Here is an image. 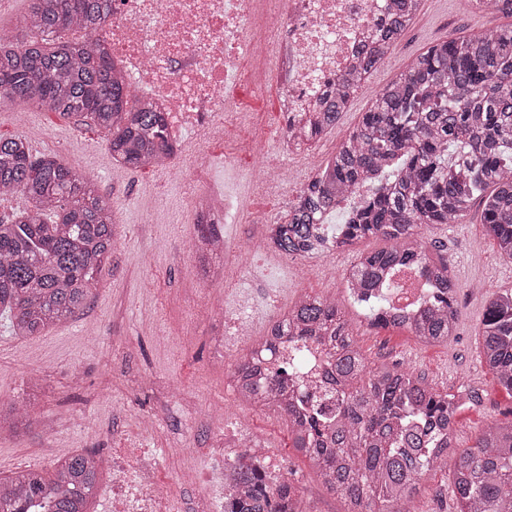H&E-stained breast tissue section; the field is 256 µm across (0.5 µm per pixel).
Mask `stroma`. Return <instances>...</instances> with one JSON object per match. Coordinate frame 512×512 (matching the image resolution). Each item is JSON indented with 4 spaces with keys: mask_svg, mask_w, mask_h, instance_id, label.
<instances>
[{
    "mask_svg": "<svg viewBox=\"0 0 512 512\" xmlns=\"http://www.w3.org/2000/svg\"><path fill=\"white\" fill-rule=\"evenodd\" d=\"M512 27V17L475 10L470 0H424L421 12L372 73L366 88L351 101L340 122L301 155L283 150L277 133L269 135V152L297 170L292 192L306 184L310 170L324 166L337 146L360 121L371 98L405 73L411 62L433 43L449 35H470ZM0 134L25 137L34 154H59L74 170L94 175L97 190L114 209L117 246L98 278L97 290L85 309L73 318L29 337L15 336L0 318V404L29 403V423L21 433L0 435V477L36 469L51 472L57 459L78 451L123 447L113 428L133 423L146 426L143 442L159 449L160 472L173 480L185 470H208L211 412L231 408L228 428L242 427L276 448L280 461L306 512H343L340 498L329 492L309 461L292 447L284 416L258 410L225 387L228 370L213 360L210 339L224 321V309L241 300L250 328L264 334L266 315L293 305L303 295L336 299L352 323L357 344L377 365H395L422 376L437 391L465 389L472 398L455 417L457 449L472 445L482 429L512 422V392L499 386L480 360V322L488 292L512 288V259L501 256L481 224V208L473 206L464 223L423 226L426 248L442 246L455 284V333L448 342L428 345L409 331L372 328L353 311L337 287V270L350 266L359 253L383 248L382 240L365 238L350 250L317 257H290L269 249L265 226L276 220L280 195L276 185H263L246 203L241 224L230 242L239 262L227 269L209 290V305L189 308L194 281L191 253L176 251L178 242L197 236L191 212L184 208L187 184L171 180L155 167L117 165L103 132L77 127L74 119L0 102ZM287 267V277L271 283L258 270ZM189 329L192 345L160 336ZM182 386L185 406L195 423L180 428L167 389ZM106 399L95 400L98 389ZM140 406L139 421L129 416ZM449 466L428 471L422 489L408 503L409 512H457L451 494Z\"/></svg>",
    "mask_w": 512,
    "mask_h": 512,
    "instance_id": "obj_1",
    "label": "stroma"
}]
</instances>
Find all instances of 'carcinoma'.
<instances>
[{
    "label": "carcinoma",
    "instance_id": "1",
    "mask_svg": "<svg viewBox=\"0 0 512 512\" xmlns=\"http://www.w3.org/2000/svg\"><path fill=\"white\" fill-rule=\"evenodd\" d=\"M27 2L29 39L0 28V98L81 125L92 121L107 133L113 161L124 166H154L171 152L164 113L129 98L99 40L62 36L74 28L95 34L108 13L91 0ZM472 2L512 15V0ZM420 6L421 0H390L374 42L358 51L360 72L342 76L331 95L320 97L325 106L305 126V145L336 125ZM362 188L359 202L328 230L337 205ZM16 194L25 206L0 218V315L16 336L28 337L72 318L92 299L116 246V216L92 178L54 155L33 154L22 136H0V199ZM478 198L481 224L500 255L512 259V28L451 37L420 54L375 95L285 215L266 225V240L295 257L343 252L367 237L387 241V248L359 255L352 287L374 298L393 273L421 269L441 289V304L421 311L408 329L424 343H443L455 329L454 284L448 258L431 256L418 228L457 224ZM480 333L482 361L512 391V289L491 293ZM271 335L329 347L336 402L307 389L296 396L281 390L300 378L297 347L256 384L254 354L241 357L232 373L240 398L285 416L293 447L343 500L344 512H393L413 499L424 473L454 447L463 397L372 364L334 299L303 298ZM24 417L16 406L0 410V432ZM100 470L97 454L78 452L61 458L48 476L27 470L0 477V512H87ZM451 492L458 512H512V423L487 426L458 453Z\"/></svg>",
    "mask_w": 512,
    "mask_h": 512
}]
</instances>
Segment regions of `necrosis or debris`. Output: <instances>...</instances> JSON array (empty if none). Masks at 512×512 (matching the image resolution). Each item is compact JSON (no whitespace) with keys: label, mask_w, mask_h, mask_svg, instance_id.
<instances>
[{"label":"necrosis or debris","mask_w":512,"mask_h":512,"mask_svg":"<svg viewBox=\"0 0 512 512\" xmlns=\"http://www.w3.org/2000/svg\"><path fill=\"white\" fill-rule=\"evenodd\" d=\"M109 11L100 41L117 74L130 91L164 113L172 140L185 130L206 129L194 158L182 148L162 165L175 180L190 181L187 204L198 224H235L241 207L233 188H219L204 176L207 164L252 176V155H225L224 139L240 128L231 107L238 90L243 58L253 62V84L276 76L284 86L281 112L288 138L301 113L319 109L320 96L358 66L356 47L365 44L384 16L385 0H105ZM438 289L414 273L394 276L385 304L367 312L368 322H406L437 299ZM211 455L220 463L214 488H203L192 473L179 476L181 492L160 477L152 448H116L103 455L112 489V512H211L213 497L224 512H238L237 499L225 482L242 461L253 462L259 488L269 492L276 512L287 502L275 490L287 480L275 449L247 433L213 429Z\"/></svg>","instance_id":"1"}]
</instances>
